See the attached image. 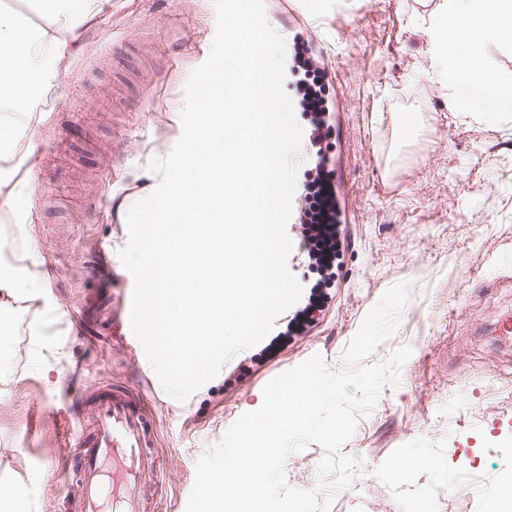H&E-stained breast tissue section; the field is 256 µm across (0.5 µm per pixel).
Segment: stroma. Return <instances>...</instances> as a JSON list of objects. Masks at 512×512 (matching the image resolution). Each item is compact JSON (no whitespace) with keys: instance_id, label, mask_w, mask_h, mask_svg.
<instances>
[{"instance_id":"stroma-1","label":"stroma","mask_w":512,"mask_h":512,"mask_svg":"<svg viewBox=\"0 0 512 512\" xmlns=\"http://www.w3.org/2000/svg\"><path fill=\"white\" fill-rule=\"evenodd\" d=\"M339 19L337 77L349 114L361 202L352 284L331 291L311 335L289 337L269 363L265 343L241 366L222 367L186 402L155 385L157 451L167 468L150 505L183 512L198 458L274 377L320 355L330 368L392 285L410 284L396 332L366 357L412 354L399 384H385L340 452L360 458L328 512H492L512 481V106L462 112L433 61L427 35L441 0H353ZM216 33L213 0H102L80 30L18 152L35 163L0 170L20 185L0 205V244L44 275V296L7 302L0 321V493L27 486L24 512H76L43 459L58 455L66 391L133 380L141 345L105 331L104 305L134 285L118 252L126 215L149 196L152 158L181 136L183 88ZM421 125L397 134L402 114ZM66 140L70 151L56 153ZM67 166L72 177L55 181ZM316 444L285 462L288 484L315 489Z\"/></svg>"}]
</instances>
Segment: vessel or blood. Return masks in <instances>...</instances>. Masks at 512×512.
<instances>
[{
	"instance_id": "obj_1",
	"label": "vessel or blood",
	"mask_w": 512,
	"mask_h": 512,
	"mask_svg": "<svg viewBox=\"0 0 512 512\" xmlns=\"http://www.w3.org/2000/svg\"><path fill=\"white\" fill-rule=\"evenodd\" d=\"M269 24L286 30L289 72L308 70L327 84L326 90L300 88L293 99L303 116L298 157L301 171L287 233L293 243L290 271L313 264L331 273L343 288L349 282L346 258L355 247L351 231L357 221V197L349 147V123L344 99L335 80L336 60L320 51L330 34L325 21L327 0H279L280 11L263 0ZM151 395L127 385L98 393L88 427L67 433L69 483L75 484L80 512H148L146 473L161 474L164 462L155 450V427L149 409Z\"/></svg>"
}]
</instances>
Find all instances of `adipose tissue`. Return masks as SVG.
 <instances>
[{
    "mask_svg": "<svg viewBox=\"0 0 512 512\" xmlns=\"http://www.w3.org/2000/svg\"><path fill=\"white\" fill-rule=\"evenodd\" d=\"M55 20L54 29L32 30L0 14V111L29 116L49 89L61 63L75 47L78 21L94 16L95 0H40ZM441 22L428 30L436 65L447 70L463 110L487 105L495 81L481 63L486 44L512 43V0H442Z\"/></svg>",
    "mask_w": 512,
    "mask_h": 512,
    "instance_id": "adipose-tissue-1",
    "label": "adipose tissue"
}]
</instances>
